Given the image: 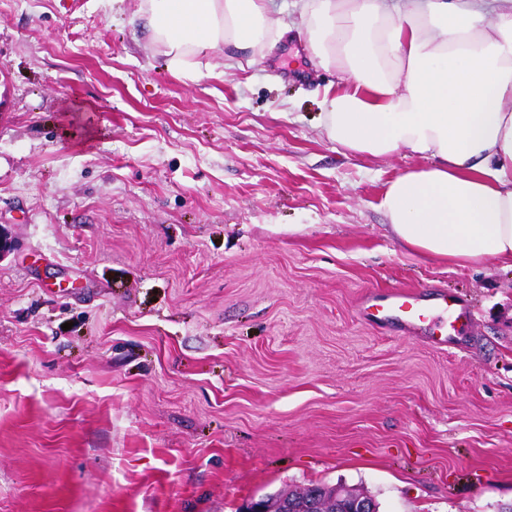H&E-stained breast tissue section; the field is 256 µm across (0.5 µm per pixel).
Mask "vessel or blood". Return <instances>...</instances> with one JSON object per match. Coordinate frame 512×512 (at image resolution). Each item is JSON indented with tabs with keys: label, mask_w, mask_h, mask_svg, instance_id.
Masks as SVG:
<instances>
[{
	"label": "vessel or blood",
	"mask_w": 512,
	"mask_h": 512,
	"mask_svg": "<svg viewBox=\"0 0 512 512\" xmlns=\"http://www.w3.org/2000/svg\"><path fill=\"white\" fill-rule=\"evenodd\" d=\"M359 312L364 320L373 324L386 318L399 319L408 333L423 335L433 346L441 348L448 344L449 336L440 330L432 307L421 304L412 294L395 291L381 299L363 297Z\"/></svg>",
	"instance_id": "obj_1"
}]
</instances>
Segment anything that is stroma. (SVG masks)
Returning a JSON list of instances; mask_svg holds the SVG:
<instances>
[{
	"label": "stroma",
	"mask_w": 512,
	"mask_h": 512,
	"mask_svg": "<svg viewBox=\"0 0 512 512\" xmlns=\"http://www.w3.org/2000/svg\"><path fill=\"white\" fill-rule=\"evenodd\" d=\"M0 0V512H236L344 483L379 512L512 504V270L399 245L427 159L322 123L275 44L169 67L139 0ZM463 297L446 349L366 294Z\"/></svg>",
	"instance_id": "35a3bbf8"
}]
</instances>
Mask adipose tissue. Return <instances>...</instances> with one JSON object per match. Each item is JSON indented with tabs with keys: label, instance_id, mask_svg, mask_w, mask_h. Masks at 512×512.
<instances>
[{
	"label": "adipose tissue",
	"instance_id": "1",
	"mask_svg": "<svg viewBox=\"0 0 512 512\" xmlns=\"http://www.w3.org/2000/svg\"><path fill=\"white\" fill-rule=\"evenodd\" d=\"M270 0H140L172 66L264 46ZM317 63L342 87L328 139L372 157L431 155L381 205L404 247L512 268V0H295Z\"/></svg>",
	"mask_w": 512,
	"mask_h": 512
}]
</instances>
